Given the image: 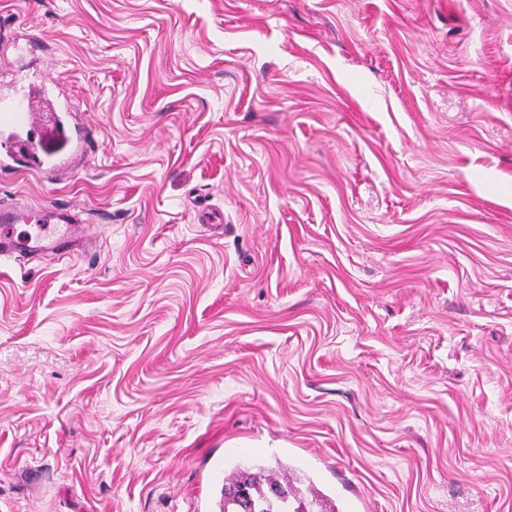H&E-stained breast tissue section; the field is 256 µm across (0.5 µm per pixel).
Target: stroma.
<instances>
[{
  "label": "stroma",
  "instance_id": "1",
  "mask_svg": "<svg viewBox=\"0 0 512 512\" xmlns=\"http://www.w3.org/2000/svg\"><path fill=\"white\" fill-rule=\"evenodd\" d=\"M93 249L0 261V512H512V0H0ZM94 140L58 144L56 91ZM229 482L224 483V512H300L301 505L291 509V487L279 479L265 476L261 472L239 471ZM245 487L251 496V511H244L241 504L231 498V491L240 500L246 498Z\"/></svg>",
  "mask_w": 512,
  "mask_h": 512
}]
</instances>
